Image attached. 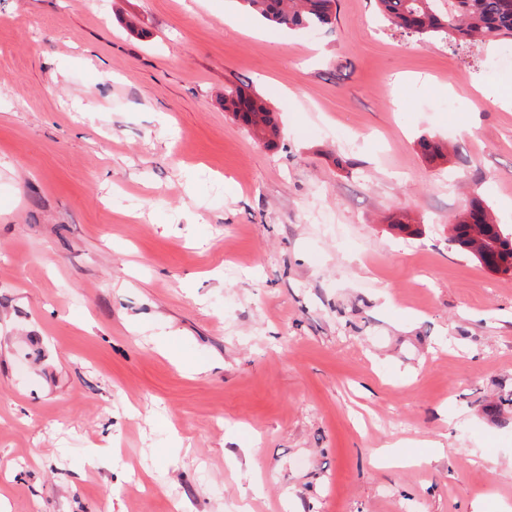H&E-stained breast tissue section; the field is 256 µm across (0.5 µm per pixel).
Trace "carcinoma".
<instances>
[{"label":"carcinoma","instance_id":"obj_1","mask_svg":"<svg viewBox=\"0 0 512 512\" xmlns=\"http://www.w3.org/2000/svg\"><path fill=\"white\" fill-rule=\"evenodd\" d=\"M251 12L275 26L294 29L329 27L336 21L337 0H242ZM395 26L421 37L441 36L456 45L512 42V0H377ZM224 111L262 139L279 147L280 128L274 113L243 84L224 86ZM430 162L445 157L446 147L422 139ZM451 241L490 270L512 273V232L494 223L489 205L471 202L452 227Z\"/></svg>","mask_w":512,"mask_h":512}]
</instances>
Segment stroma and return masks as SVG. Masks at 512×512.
<instances>
[{
    "label": "stroma",
    "instance_id": "stroma-1",
    "mask_svg": "<svg viewBox=\"0 0 512 512\" xmlns=\"http://www.w3.org/2000/svg\"><path fill=\"white\" fill-rule=\"evenodd\" d=\"M500 50L0 0V512H512V274L450 240L512 230ZM224 110L260 137L267 148L279 147L280 128L274 113L247 85L230 83L224 86ZM451 231L454 245L482 265L497 273H512V232L494 223L485 201L471 202ZM477 242L482 249L476 246Z\"/></svg>",
    "mask_w": 512,
    "mask_h": 512
}]
</instances>
